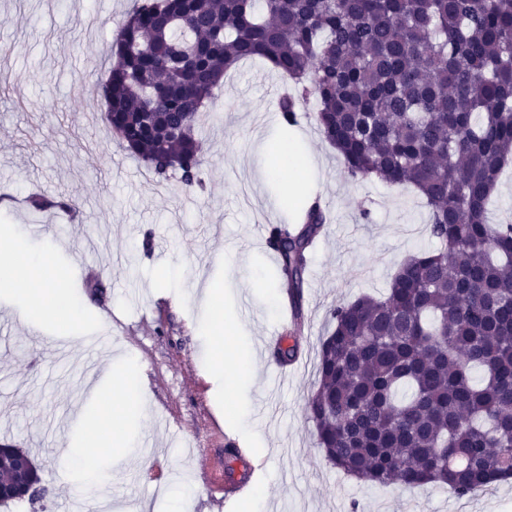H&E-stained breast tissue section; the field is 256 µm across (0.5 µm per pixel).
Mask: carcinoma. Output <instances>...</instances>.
Returning <instances> with one entry per match:
<instances>
[{
  "mask_svg": "<svg viewBox=\"0 0 512 512\" xmlns=\"http://www.w3.org/2000/svg\"><path fill=\"white\" fill-rule=\"evenodd\" d=\"M110 57L106 120L160 182L202 186L199 116L228 70L260 58L291 87L283 130L312 98L352 178L419 194L435 246L330 310L307 402L317 444L375 485L463 497L512 478V223L487 216L512 157V0H136ZM297 206L300 224L268 225L267 244L299 319L328 215ZM289 339L280 365L298 354Z\"/></svg>",
  "mask_w": 512,
  "mask_h": 512,
  "instance_id": "1",
  "label": "carcinoma"
}]
</instances>
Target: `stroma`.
Here are the masks:
<instances>
[{
    "label": "stroma",
    "mask_w": 512,
    "mask_h": 512,
    "mask_svg": "<svg viewBox=\"0 0 512 512\" xmlns=\"http://www.w3.org/2000/svg\"><path fill=\"white\" fill-rule=\"evenodd\" d=\"M132 0H0V223L16 226L31 251L53 265L82 268L58 281L87 314L36 330L21 320L25 300L0 293V445L29 450L48 501L60 512H94L67 450L78 436L88 383L107 384L109 366L131 365L144 419L124 426L135 456L113 449V512H173L162 484L188 487L185 512H246L195 476L222 459L224 485L260 482V512H512V479L457 497L429 486L379 487L328 463L306 414L316 388L320 341L337 303L382 291L407 256L429 249L428 211L412 189L351 178L311 118L283 131L278 73L241 63L217 91L199 136L202 189L157 182L116 145L97 83L110 64L112 26ZM290 140L300 170L275 168L273 150ZM293 199L330 208L311 253L298 369L278 368L265 337L282 332L285 302L272 275L276 255L259 224L294 223ZM43 196L75 202V212L35 210ZM223 290V318L235 352L258 376L235 383L213 369L211 309L199 288ZM256 434L243 457L226 453L211 429L238 436L237 417Z\"/></svg>",
    "instance_id": "1"
}]
</instances>
